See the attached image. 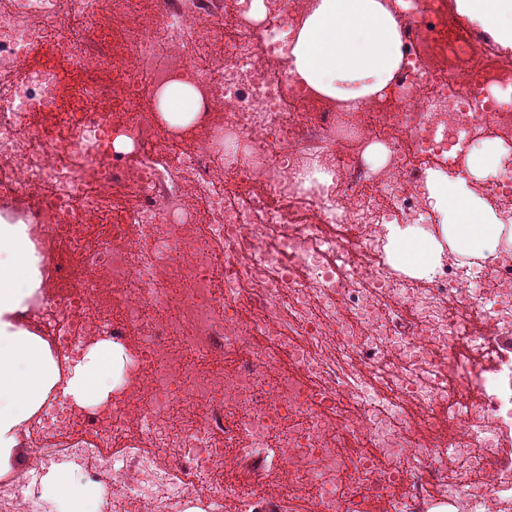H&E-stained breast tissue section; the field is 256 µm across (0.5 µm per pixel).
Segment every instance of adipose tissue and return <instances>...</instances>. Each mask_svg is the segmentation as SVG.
I'll list each match as a JSON object with an SVG mask.
<instances>
[{
  "label": "adipose tissue",
  "mask_w": 512,
  "mask_h": 512,
  "mask_svg": "<svg viewBox=\"0 0 512 512\" xmlns=\"http://www.w3.org/2000/svg\"><path fill=\"white\" fill-rule=\"evenodd\" d=\"M459 12L512 47V0H457ZM289 74L300 84L352 106L391 87L401 63L396 22L380 0H316L301 26L292 31ZM160 115L173 127L196 116L194 92L175 86L160 99ZM428 205L438 232L416 224L393 225L388 253L394 266L423 275L439 260L441 240L461 253L485 258L512 226L497 223L491 209L462 178L436 175L428 184ZM41 257L23 222L0 215V469L11 467L21 446L19 429L39 413L53 388L71 405L86 409L110 399L125 365L124 348L101 340L60 371L48 343L27 328L21 315L40 296ZM74 465L47 471L42 494L55 512H98L101 488L81 485Z\"/></svg>",
  "instance_id": "ef3b65f1"
}]
</instances>
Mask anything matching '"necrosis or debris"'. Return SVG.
Here are the masks:
<instances>
[{"label": "necrosis or debris", "instance_id": "4bbe7bcc", "mask_svg": "<svg viewBox=\"0 0 512 512\" xmlns=\"http://www.w3.org/2000/svg\"><path fill=\"white\" fill-rule=\"evenodd\" d=\"M313 2L258 18L251 0H115L108 54L99 0L0 9V177L45 276L22 320L63 364L106 338L130 350L110 406L58 399L23 424L0 512H39L36 477L60 463L111 481L110 512L297 494L310 512H512V245L445 250L424 278L387 251L391 225L431 223V176L467 177L487 139L501 170L479 191L512 223V55L444 0H383L399 73L351 108L287 74ZM44 46L61 62L29 66ZM176 82L197 116L163 131L138 105ZM114 129L137 154L105 148ZM228 460L261 480L219 485Z\"/></svg>", "mask_w": 512, "mask_h": 512}]
</instances>
